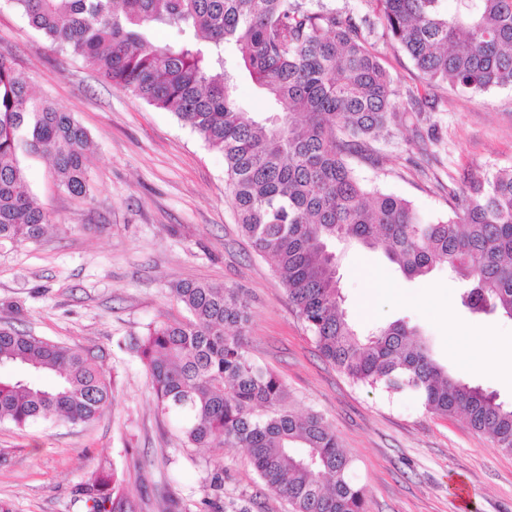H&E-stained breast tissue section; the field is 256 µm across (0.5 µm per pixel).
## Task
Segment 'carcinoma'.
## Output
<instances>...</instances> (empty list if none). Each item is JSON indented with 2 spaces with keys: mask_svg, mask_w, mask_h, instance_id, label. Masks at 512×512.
<instances>
[{
  "mask_svg": "<svg viewBox=\"0 0 512 512\" xmlns=\"http://www.w3.org/2000/svg\"><path fill=\"white\" fill-rule=\"evenodd\" d=\"M52 46L82 57L100 77L175 113L224 155L243 235L272 259L321 354L353 382L413 394L424 408L460 417L512 453V403L454 377L419 329L396 321L366 336L342 310L335 241L382 250L409 278L436 269L468 284L474 313L512 319V171L470 180L464 204L425 222L398 196L368 189L348 157L430 120L426 92L448 83L470 92L512 86V0H366L409 56L422 88L400 100L394 79L353 17L306 0H11ZM159 28L177 38L160 43ZM249 79L269 103L243 109ZM89 135L64 108L39 100L0 55V240L40 238L50 213L38 205L21 158L51 160L62 187L90 194ZM185 322H158L129 349L151 379L160 413L174 414L189 447L246 450L264 486L293 512H369L351 459L315 414L281 408L280 378L248 355L242 293L208 282L177 285ZM53 371L45 387L0 378V421L87 424L114 399L111 380L75 349L0 327V366ZM88 512H135L117 471L81 490Z\"/></svg>",
  "mask_w": 512,
  "mask_h": 512,
  "instance_id": "1",
  "label": "carcinoma"
}]
</instances>
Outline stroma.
I'll list each match as a JSON object with an SVG mask.
<instances>
[{
    "mask_svg": "<svg viewBox=\"0 0 512 512\" xmlns=\"http://www.w3.org/2000/svg\"><path fill=\"white\" fill-rule=\"evenodd\" d=\"M322 3L356 20L399 91L418 84L411 59L366 0ZM0 54L37 97L71 112L91 141L86 199L60 186L47 159L23 161L52 222L38 242H0V326L93 354L115 393L87 424L0 422V499L13 512H87L80 488L109 466L135 512H200L215 497L248 499L251 512H291L285 498L262 489L244 449L185 447L127 348L150 324L188 319L172 293L186 281L244 294L251 358L281 379L285 408L317 413L335 430L369 512H512V454L413 396L353 383L321 356L273 261L256 255L239 230L221 153L174 113L101 82L81 58L52 47L10 0H0ZM433 94V142L418 144L404 130L350 165L361 182L439 221L471 178L512 169V86L475 94L444 84ZM336 255L344 308L358 331L394 321L418 327L451 374L512 402V320L470 314L462 283L447 271L409 280L384 251L340 245ZM485 335L497 339L490 359Z\"/></svg>",
    "mask_w": 512,
    "mask_h": 512,
    "instance_id": "stroma-1",
    "label": "stroma"
}]
</instances>
